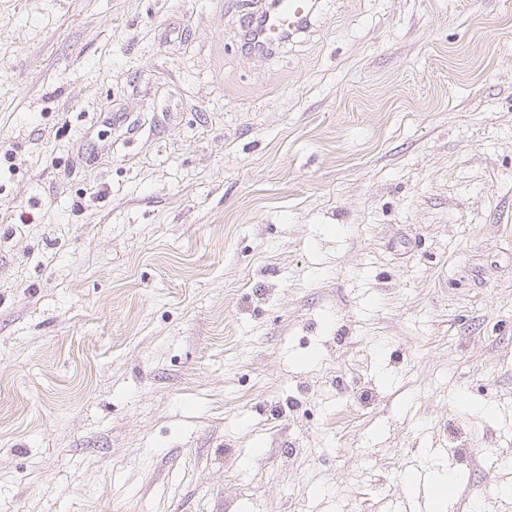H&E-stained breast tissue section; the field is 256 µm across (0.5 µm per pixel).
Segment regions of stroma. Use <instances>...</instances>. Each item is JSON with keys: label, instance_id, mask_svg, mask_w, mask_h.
<instances>
[{"label": "stroma", "instance_id": "1", "mask_svg": "<svg viewBox=\"0 0 512 512\" xmlns=\"http://www.w3.org/2000/svg\"><path fill=\"white\" fill-rule=\"evenodd\" d=\"M0 0V512H512V0ZM312 0H274L271 2L265 24L268 31V48L284 43L286 37L304 33L310 25L315 9Z\"/></svg>", "mask_w": 512, "mask_h": 512}]
</instances>
